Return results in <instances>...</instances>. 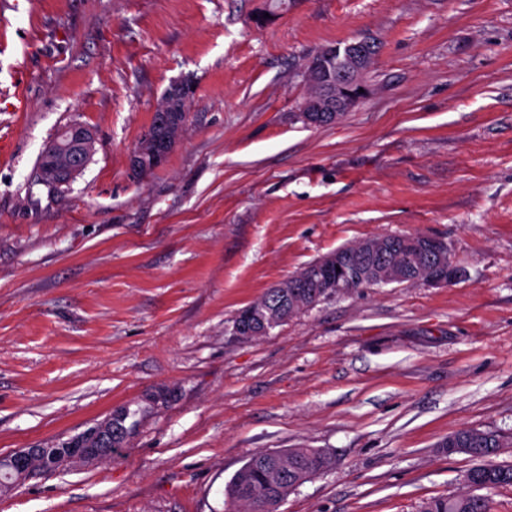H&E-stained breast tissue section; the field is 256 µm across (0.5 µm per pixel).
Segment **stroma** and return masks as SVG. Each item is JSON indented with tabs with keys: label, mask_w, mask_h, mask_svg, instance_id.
I'll return each instance as SVG.
<instances>
[{
	"label": "stroma",
	"mask_w": 512,
	"mask_h": 512,
	"mask_svg": "<svg viewBox=\"0 0 512 512\" xmlns=\"http://www.w3.org/2000/svg\"><path fill=\"white\" fill-rule=\"evenodd\" d=\"M0 0V456L113 413L110 461L64 466L0 512H225L259 451L329 467L279 512H418L465 489L452 432L512 440V0ZM364 37L369 94L297 107L319 49ZM193 104L133 174L157 103ZM95 152L64 193L39 154ZM443 239L460 275L360 288L257 340L237 312L339 247Z\"/></svg>",
	"instance_id": "1"
}]
</instances>
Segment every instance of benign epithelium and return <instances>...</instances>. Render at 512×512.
<instances>
[{
	"instance_id": "1",
	"label": "benign epithelium",
	"mask_w": 512,
	"mask_h": 512,
	"mask_svg": "<svg viewBox=\"0 0 512 512\" xmlns=\"http://www.w3.org/2000/svg\"><path fill=\"white\" fill-rule=\"evenodd\" d=\"M368 61L369 44L362 40L324 48L319 68L312 71V79L318 87V93L303 99L298 106L299 114L304 116L308 112H324L328 116V123H335L340 114L349 111L365 98L368 87L364 74ZM158 112L162 117L163 126L157 125L148 129L143 143L132 151L130 164L135 167L144 161L146 155L155 167L163 165L166 161L171 132L181 125V121L173 116L167 98ZM87 162L88 156L83 152L64 159L62 154L54 153L50 146L42 155L43 167L52 173L59 172L58 179L49 184V187L56 190L70 184ZM352 249L370 257L382 253L380 243L374 238H367L353 245L338 248L319 259L313 267V272L320 275L326 298L332 299L347 288L346 277L336 271V267L345 266L346 258ZM414 251L417 258V265L414 267L382 259L364 269L355 268V277L366 276L378 285L402 283L406 280L418 284H441L457 277L458 269L446 261L448 248L441 239L430 236L417 238L414 241ZM302 287L304 278H293L288 281V288L280 292V303L268 305L261 310L246 309L234 327L235 336L243 340H253L287 322L289 317L283 313V303L295 299L298 296V289ZM91 438L99 441L103 448L112 450V422L109 421L67 441L61 448H24L3 456L0 460L10 464L22 481L27 478V467L33 461L38 462L43 471L53 472L67 462L92 452V449L86 447V441Z\"/></svg>"
}]
</instances>
